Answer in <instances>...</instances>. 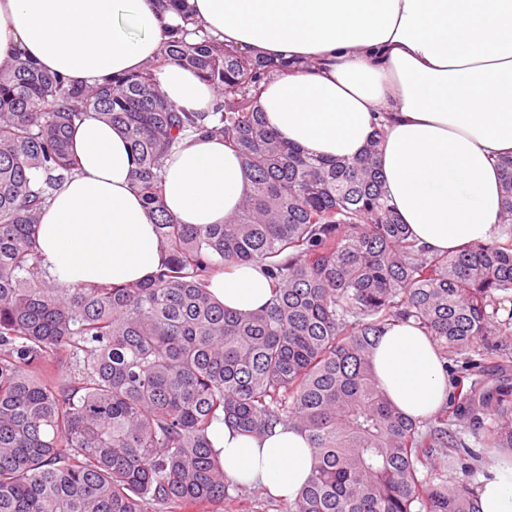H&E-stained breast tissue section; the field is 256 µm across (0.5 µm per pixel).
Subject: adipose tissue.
<instances>
[{
    "mask_svg": "<svg viewBox=\"0 0 512 512\" xmlns=\"http://www.w3.org/2000/svg\"><path fill=\"white\" fill-rule=\"evenodd\" d=\"M212 38L285 62L262 85L268 127L308 154L358 157L380 137L385 194L413 236L444 253L491 241L512 156V0H190ZM178 15L158 0H0V68L25 53L68 82L96 85L139 73L163 51ZM158 80L183 112L210 111L200 75L166 65ZM77 165L43 210L42 269L70 287L146 279L165 255L132 187L135 160L122 130L95 117L77 125ZM165 202L182 224H220L250 188L239 155L217 139L185 138L164 164ZM232 311L271 299L258 264L213 277ZM374 373L395 407L423 420L445 401L437 349L411 323L380 336ZM213 447L228 478L288 500L311 475L304 435L257 437L216 422ZM478 512H512V452L497 454L477 489Z\"/></svg>",
    "mask_w": 512,
    "mask_h": 512,
    "instance_id": "1",
    "label": "adipose tissue"
}]
</instances>
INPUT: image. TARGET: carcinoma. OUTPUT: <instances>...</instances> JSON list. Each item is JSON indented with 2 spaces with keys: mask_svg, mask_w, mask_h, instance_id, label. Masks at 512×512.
<instances>
[{
  "mask_svg": "<svg viewBox=\"0 0 512 512\" xmlns=\"http://www.w3.org/2000/svg\"><path fill=\"white\" fill-rule=\"evenodd\" d=\"M183 24L142 71L95 86L49 74L19 53L0 70V512H476L464 481L481 456L452 426L512 448V387L474 377L512 354V157L501 161L499 236L452 253L420 245L385 196L379 139L357 159H315L284 142L257 108L261 84L288 67L226 47L188 0ZM167 61L198 73L221 100L179 112L156 79ZM121 127L133 187L166 253L147 281L69 288L44 278L42 209L72 173L70 140L89 115ZM241 156L251 190L222 224L167 212L163 160L191 135ZM258 262L272 298L224 308L211 278ZM409 321L460 364L446 406L425 428L399 412L373 372L375 340ZM69 373H56L58 354ZM492 416L496 425L485 427ZM304 434L311 476L293 501L264 510L226 477L211 430Z\"/></svg>",
  "mask_w": 512,
  "mask_h": 512,
  "instance_id": "cac0c4a2",
  "label": "carcinoma"
}]
</instances>
